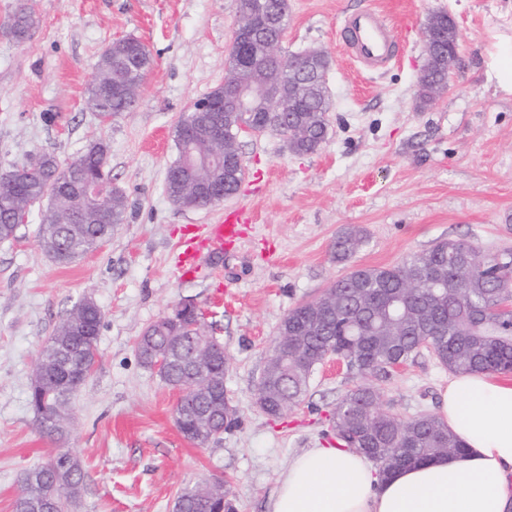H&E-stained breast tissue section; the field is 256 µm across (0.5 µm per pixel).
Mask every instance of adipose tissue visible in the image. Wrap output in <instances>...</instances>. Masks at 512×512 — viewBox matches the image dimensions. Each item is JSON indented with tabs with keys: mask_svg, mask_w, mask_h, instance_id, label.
<instances>
[{
	"mask_svg": "<svg viewBox=\"0 0 512 512\" xmlns=\"http://www.w3.org/2000/svg\"><path fill=\"white\" fill-rule=\"evenodd\" d=\"M439 415L461 452L385 477L358 451L323 443L291 458L268 512H512V380L449 379Z\"/></svg>",
	"mask_w": 512,
	"mask_h": 512,
	"instance_id": "adipose-tissue-1",
	"label": "adipose tissue"
}]
</instances>
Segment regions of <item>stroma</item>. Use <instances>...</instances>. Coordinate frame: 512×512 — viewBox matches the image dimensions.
Returning a JSON list of instances; mask_svg holds the SVG:
<instances>
[{"instance_id": "35a3bbf8", "label": "stroma", "mask_w": 512, "mask_h": 512, "mask_svg": "<svg viewBox=\"0 0 512 512\" xmlns=\"http://www.w3.org/2000/svg\"><path fill=\"white\" fill-rule=\"evenodd\" d=\"M279 53H327L330 111L316 152L290 151L268 131L240 141L246 176L237 194L181 209L165 192L177 157L175 126L224 82L237 25L235 0H36L41 23L18 45L0 35V169L27 155L67 162L95 139L108 146L112 182L127 196L125 223L76 263L55 265L31 213L0 243V512H13L26 470L70 451L86 482L73 512H174L203 479L227 484L238 512H267L281 472L329 438V414L351 385L346 370L316 367L303 401L279 419L256 404L266 351L289 310L319 296L349 266H393L446 239L487 256L512 252V94L488 76L512 39V0H288ZM378 8L402 45L385 72L360 71L339 38L343 15ZM450 13L461 66L452 88L421 104L427 18ZM133 36L154 58L136 109L100 121L85 106L104 48ZM245 205L254 221L205 276L180 278L172 253L190 224H213ZM366 240L350 264L331 247L346 225ZM103 310L98 363L74 396L65 437L41 435L28 395L34 364L72 306ZM182 300L212 323L229 358L224 391L239 427L205 448L177 430L178 391L138 359L143 329ZM450 372L421 354L382 391L385 410L436 413Z\"/></svg>"}]
</instances>
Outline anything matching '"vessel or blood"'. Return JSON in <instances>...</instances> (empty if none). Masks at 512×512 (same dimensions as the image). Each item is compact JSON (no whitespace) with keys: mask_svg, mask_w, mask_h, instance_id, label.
<instances>
[{"mask_svg":"<svg viewBox=\"0 0 512 512\" xmlns=\"http://www.w3.org/2000/svg\"><path fill=\"white\" fill-rule=\"evenodd\" d=\"M341 37L346 52L367 70L385 71L398 57L399 43L389 22L378 10L360 9L349 13ZM251 221L250 211L239 207L226 211L221 223L189 225L175 255L178 275L183 278L201 275L206 257L236 247L243 236V225Z\"/></svg>","mask_w":512,"mask_h":512,"instance_id":"vessel-or-blood-1","label":"vessel or blood"}]
</instances>
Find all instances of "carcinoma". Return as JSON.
Segmentation results:
<instances>
[{
	"instance_id": "cac0c4a2",
	"label": "carcinoma",
	"mask_w": 512,
	"mask_h": 512,
	"mask_svg": "<svg viewBox=\"0 0 512 512\" xmlns=\"http://www.w3.org/2000/svg\"><path fill=\"white\" fill-rule=\"evenodd\" d=\"M282 18L286 27L288 0H240L238 21L245 22L251 38L231 47L226 60V80L249 81L269 70L277 72L281 84L278 98L248 117L219 112L210 126L212 138L206 151L214 160L241 155L239 141L229 131L232 124L245 122L258 132L273 130L298 154L315 152L328 135L326 112L330 102L325 86L328 61L299 67L282 59L271 62L264 53V8ZM34 0H17L13 10L0 21V29L17 44L28 41L39 27ZM154 65L146 46L134 37L110 43L97 63V76L87 89V107L104 118L135 107L144 76ZM120 70L121 82H112L113 70ZM448 84L444 64L432 66L421 75L420 100L430 103L435 90ZM195 105H190L176 125L175 137L191 129ZM107 145L95 140L77 158L61 164L49 154L31 158L20 168L7 171L0 179V242L17 238L20 225L10 216L28 214L56 188L57 172L72 169L93 179L112 180L107 165ZM215 167L200 164L181 169L172 163L166 173V193L177 207L193 204L205 208L214 201L201 188L213 180ZM244 170H224V197L236 194ZM127 199L115 191L101 205L75 195L62 198L41 215L39 237L46 253L59 265L67 266L112 236V229L126 220ZM365 238V230L348 225L336 235L332 255L336 262L351 261ZM512 295V254L488 257L464 240H443L431 249L407 257L392 268H355L336 280L320 296L291 309L278 326L283 345L272 341L258 386L268 415L279 418L306 396L312 373L327 351L343 359L348 374L359 384L336 401L331 432L336 439L364 454L386 476L401 467L431 458L457 453L462 445L435 415L421 413L404 420L383 409L377 383L392 376L390 365L414 359L423 348L438 363L457 375L476 372L512 373V313L500 303ZM103 311L96 301L85 298L76 303L58 324L39 354L29 391V404L38 417L40 432L60 439L66 432L68 400L85 384L87 369L96 363ZM206 332L199 308L183 313L176 326L163 319L148 325L140 336L137 354L152 367L153 353L164 351L168 360L160 371L169 386L180 387L195 373L194 345L178 347L173 337L193 325ZM229 362L209 358L207 391H190L178 403L180 433L197 439L194 423L203 416L213 424L210 442L222 439L236 427L235 409L221 411L224 401V373ZM85 473L70 453H55L29 469L21 480L14 512H68L80 493ZM179 512H236L230 488L221 482L204 480L177 497Z\"/></svg>"
}]
</instances>
